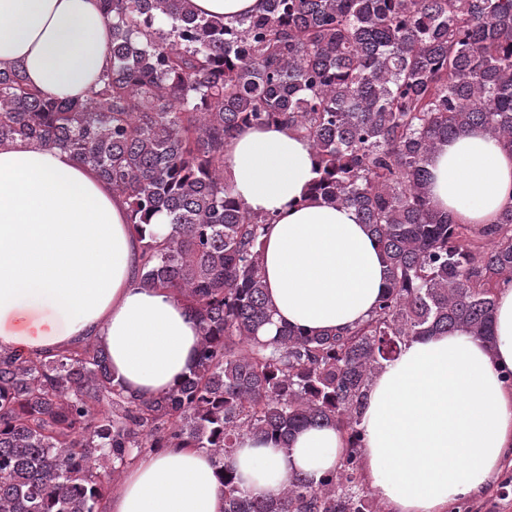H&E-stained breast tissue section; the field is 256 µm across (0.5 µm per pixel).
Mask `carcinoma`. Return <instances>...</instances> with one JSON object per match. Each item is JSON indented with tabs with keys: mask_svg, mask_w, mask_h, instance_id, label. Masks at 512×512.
I'll use <instances>...</instances> for the list:
<instances>
[{
	"mask_svg": "<svg viewBox=\"0 0 512 512\" xmlns=\"http://www.w3.org/2000/svg\"><path fill=\"white\" fill-rule=\"evenodd\" d=\"M111 66L85 99L50 96L0 66V143L29 141L91 165L125 196L144 240L138 278L185 302L200 343L176 388L133 398L96 340L48 355L0 348V512H103L110 474L164 448L219 465L224 512H375L361 488L360 424L373 377L413 338L488 341L512 286V206L458 224L429 193L431 156L468 127L512 150V0H264L233 22L190 0H103ZM286 123L318 158L311 192L354 210L388 284L356 328L274 325L261 237L224 183V149L251 125ZM336 428L347 447L315 485L240 488V436L288 444Z\"/></svg>",
	"mask_w": 512,
	"mask_h": 512,
	"instance_id": "obj_1",
	"label": "carcinoma"
}]
</instances>
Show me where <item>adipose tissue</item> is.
<instances>
[{
	"mask_svg": "<svg viewBox=\"0 0 512 512\" xmlns=\"http://www.w3.org/2000/svg\"><path fill=\"white\" fill-rule=\"evenodd\" d=\"M103 0H0V62L29 84L86 97L109 64ZM316 159L287 125L240 129L224 152V180L265 230L266 298L276 324L317 334L363 323L385 289L386 264L353 209L311 200ZM431 199L459 224H493L512 205V152L468 128L432 158ZM128 205L69 152L0 146V346L48 354L94 338L126 394L175 388L199 346L186 303L140 284V242ZM492 343L456 331L413 339L375 377L361 428L365 473L389 512H447L481 495L512 459V287L496 296ZM344 451L332 427L290 444L246 436L238 485L273 497L289 479L320 482ZM105 512H224L218 468L198 448L141 457L113 484Z\"/></svg>",
	"mask_w": 512,
	"mask_h": 512,
	"instance_id": "ef3b65f1",
	"label": "adipose tissue"
}]
</instances>
